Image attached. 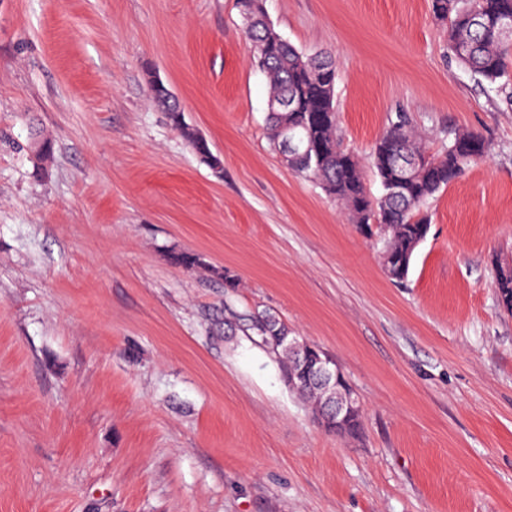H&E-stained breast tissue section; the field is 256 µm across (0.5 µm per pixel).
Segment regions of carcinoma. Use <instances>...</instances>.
I'll return each mask as SVG.
<instances>
[{
    "mask_svg": "<svg viewBox=\"0 0 512 512\" xmlns=\"http://www.w3.org/2000/svg\"><path fill=\"white\" fill-rule=\"evenodd\" d=\"M432 10L437 19L448 22V51L462 68L496 91L512 85V35L504 36L499 26L503 17H512V0H432ZM244 34L268 77L269 99H288L294 104L292 109L267 114L273 144L279 149L284 138L294 140L298 150L290 155L289 167L319 182L329 197L344 205L354 223L380 225L383 267L392 271L390 280L404 281L414 253L430 229L423 208L466 167L484 157L475 151V143L486 146L488 142L477 133L463 131L455 134L442 154L430 155L407 115L398 114L370 152V164L381 188L380 196L373 200L359 160L342 148L337 133L335 59L323 53L307 55L286 40L278 41L277 32L259 15L244 28ZM163 110L168 112L172 126L192 140L194 133L182 126L180 103H171ZM389 149L419 161L410 185L399 192L392 186V169L384 159ZM493 287L499 305L512 312V273H496ZM272 326L277 328L281 322L269 314L252 313L244 318L243 331L282 361L286 373L297 371L288 361V351L274 346ZM360 418L358 410L324 429L354 436Z\"/></svg>",
    "mask_w": 512,
    "mask_h": 512,
    "instance_id": "obj_1",
    "label": "carcinoma"
}]
</instances>
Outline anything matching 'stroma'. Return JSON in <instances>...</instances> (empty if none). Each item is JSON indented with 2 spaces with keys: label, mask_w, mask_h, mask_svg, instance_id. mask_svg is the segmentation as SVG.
<instances>
[{
  "label": "stroma",
  "mask_w": 512,
  "mask_h": 512,
  "mask_svg": "<svg viewBox=\"0 0 512 512\" xmlns=\"http://www.w3.org/2000/svg\"><path fill=\"white\" fill-rule=\"evenodd\" d=\"M265 8L335 58L370 197L397 113L429 153L460 131L490 153L429 201L397 285L377 227L272 145L238 0H0V512H512V313L492 287L512 265V105L450 57L431 0ZM248 311L335 359L356 436L227 328ZM150 82H151V79L147 82L148 83V89H149V85H150ZM150 89L151 90H154V91H161L165 97L168 99V100H172L174 99L175 97L171 94V92L163 85V83L159 82L158 80H154L153 83L150 85ZM149 89V96L150 98L155 102V104H157L159 107H161L163 110H165L166 112H168V116H169V119L171 121V124L172 126L177 129V130H181L182 131V135L188 140V141H192L195 133L191 132L188 128L184 127L182 128V112H181V106H180V102H176L175 104L170 102L169 105L167 106H162L160 105L159 101L157 100V98L151 93Z\"/></svg>",
  "instance_id": "stroma-1"
}]
</instances>
